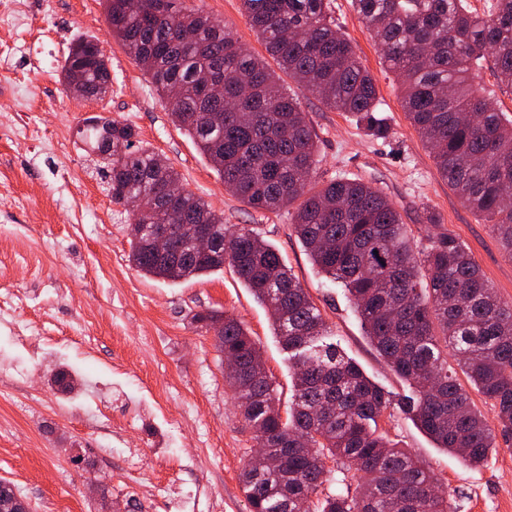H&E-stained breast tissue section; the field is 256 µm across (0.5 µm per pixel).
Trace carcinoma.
I'll return each mask as SVG.
<instances>
[{
  "label": "carcinoma",
  "instance_id": "cac0c4a2",
  "mask_svg": "<svg viewBox=\"0 0 512 512\" xmlns=\"http://www.w3.org/2000/svg\"><path fill=\"white\" fill-rule=\"evenodd\" d=\"M112 34L165 96L171 117L197 145L224 186L257 211L294 208L293 230L321 273L340 284L379 355L406 381L395 395L325 342L320 309L277 250L252 228L230 231L224 216L184 188L135 130L104 116L88 120L86 156L112 202L151 196L132 214L128 262L172 283L232 268L270 309L274 333L294 373L286 414L272 377L259 370L260 348L244 325L218 311L194 323L213 328L224 352L225 381L257 447L261 469L240 474L251 512H450L448 497L428 493V466L392 446L378 419L398 409L441 448L470 467L496 448L448 353L471 386L493 402L501 430L512 431V302L503 300L450 232L418 251L393 203L359 179L316 182L317 135L297 99L267 63L240 45L224 21L178 0H105ZM251 29L281 71L346 112L376 138L389 133L372 77L336 26L330 0H241ZM402 91L406 113L432 151L440 176L490 225L512 260V119L471 88L490 56L512 86V0H490L479 14L467 0H352ZM81 68L86 99L111 83L98 42L84 36L62 65L65 83ZM207 224L218 248L207 258H161L135 225ZM341 465L339 487L324 492L327 461Z\"/></svg>",
  "mask_w": 512,
  "mask_h": 512
}]
</instances>
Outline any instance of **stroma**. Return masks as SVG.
Here are the masks:
<instances>
[{"label":"stroma","mask_w":512,"mask_h":512,"mask_svg":"<svg viewBox=\"0 0 512 512\" xmlns=\"http://www.w3.org/2000/svg\"><path fill=\"white\" fill-rule=\"evenodd\" d=\"M25 29L0 25V480L32 512H249L240 482L256 443L225 391L224 357L192 317L217 310L241 321L266 370L289 399L287 354L268 310L231 269L180 283L151 279L127 261L130 209L113 203L85 157L89 117L131 125L178 171L185 186L224 215L255 229L308 289L339 350L386 389L405 393L367 339L343 288L319 273L293 229L291 212L257 211L225 189L166 101L105 23L104 0H17ZM221 19L248 51L265 48L241 0H182ZM336 22L374 79L390 132L367 135L355 121L282 77L317 134L318 180L360 178L395 205L418 245L433 233L427 215L469 249L489 282L512 301V260L438 173L407 118L401 89L351 0H333ZM31 56L8 57L18 36ZM95 37L111 85L86 100L65 90L60 65L75 39ZM39 128L29 139L25 126ZM75 380L53 385L54 370ZM497 449L470 468L437 447L402 414L378 430L422 457L451 494V512H512V434L491 401L474 395Z\"/></svg>","instance_id":"1"}]
</instances>
